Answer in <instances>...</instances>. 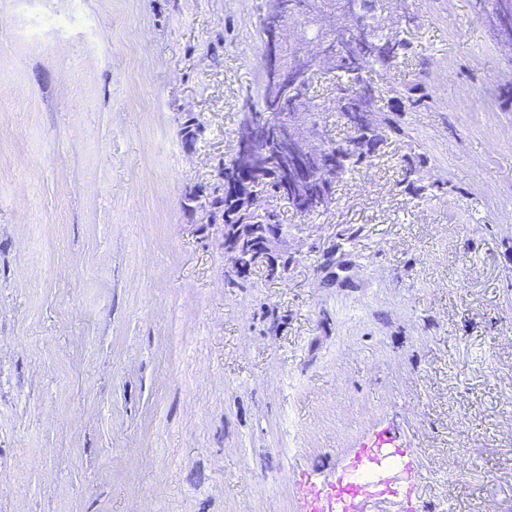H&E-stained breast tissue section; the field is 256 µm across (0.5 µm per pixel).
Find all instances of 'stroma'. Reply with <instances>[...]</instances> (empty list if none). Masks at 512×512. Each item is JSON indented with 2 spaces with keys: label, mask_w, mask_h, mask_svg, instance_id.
I'll return each instance as SVG.
<instances>
[{
  "label": "stroma",
  "mask_w": 512,
  "mask_h": 512,
  "mask_svg": "<svg viewBox=\"0 0 512 512\" xmlns=\"http://www.w3.org/2000/svg\"><path fill=\"white\" fill-rule=\"evenodd\" d=\"M266 0H0V512H304L390 428L348 512H512V51L487 0H406L431 99L281 203L288 272L241 288L184 209L262 87ZM326 138L351 136L311 91ZM201 126L194 143L186 120ZM439 184L402 183L409 152ZM405 162L407 163V165L405 167L404 178L402 182L406 183L405 190L409 191L408 194H412L413 196L416 197H421L423 194H426V191H428L429 189L431 191L433 188H436V190L440 189V186L435 184L417 185V183L421 179L412 178L416 174H419L421 169L426 167V163H428V158L425 154L414 153L413 155H409Z\"/></svg>",
  "instance_id": "1"
}]
</instances>
